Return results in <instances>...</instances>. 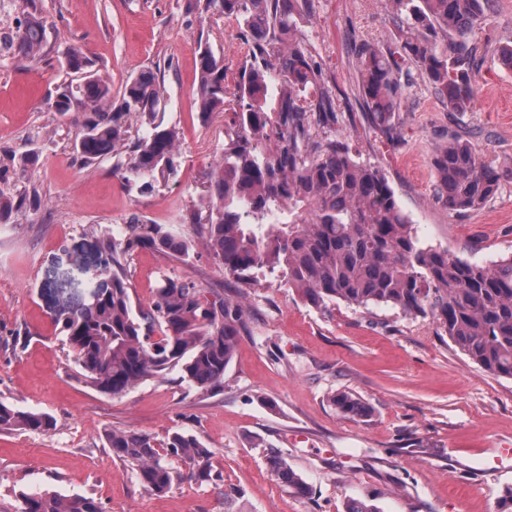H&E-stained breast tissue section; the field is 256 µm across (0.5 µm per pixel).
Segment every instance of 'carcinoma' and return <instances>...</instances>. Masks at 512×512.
Instances as JSON below:
<instances>
[{
    "label": "carcinoma",
    "mask_w": 512,
    "mask_h": 512,
    "mask_svg": "<svg viewBox=\"0 0 512 512\" xmlns=\"http://www.w3.org/2000/svg\"><path fill=\"white\" fill-rule=\"evenodd\" d=\"M13 38L27 61L48 55L46 20L26 0ZM397 44L354 45L362 105L370 129L391 138L392 119L415 68L442 96L451 114L466 112L480 79L488 44L479 26L493 0H387ZM311 0H204V10L234 17L248 46L246 64L228 92L224 59L198 41L196 106L203 119L225 115L224 155L205 173L207 194L183 218L198 227L202 243L235 288L210 301L196 281L165 277L147 308L133 309L122 259L136 248L168 249L186 256L190 244L160 224L130 222L125 243H108L112 264L95 277L85 308L59 321L85 381L118 396L173 370L203 393L224 382L245 327L243 299L266 273H277L305 301L325 309L343 302L368 310L388 307L409 317H430L441 335L486 372L512 379V257L489 264L423 243L398 205L385 174L353 153L336 134L347 102L325 87L321 65L301 45L298 20ZM77 85L57 89L52 107L86 119L74 141L85 164L124 153L127 130L112 110V87L77 47L65 52ZM163 98L158 71L142 70L123 87L120 112L134 113L150 134L134 144L128 161L112 172L142 181L145 189L175 174L180 133L156 121ZM439 188L452 211L479 209L504 172L472 141L451 134L432 156ZM26 203L0 188V220ZM345 415L366 406L352 394L331 396ZM52 417L0 401V432H47ZM112 457L136 473L155 495L183 478L178 460L200 482L219 479L212 451L195 435L174 432L161 442L132 431L103 436ZM269 466L298 496L308 484L278 453ZM16 512H103L91 497L64 498L53 490L22 491Z\"/></svg>",
    "instance_id": "carcinoma-1"
}]
</instances>
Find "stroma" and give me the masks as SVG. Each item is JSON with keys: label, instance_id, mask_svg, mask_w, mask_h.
I'll list each match as a JSON object with an SVG mask.
<instances>
[{"label": "stroma", "instance_id": "obj_1", "mask_svg": "<svg viewBox=\"0 0 512 512\" xmlns=\"http://www.w3.org/2000/svg\"><path fill=\"white\" fill-rule=\"evenodd\" d=\"M36 4L52 51L34 64L10 48L24 21L21 0H0V188L36 200L0 223V401L48 413L55 426L0 432V512H15L19 491L31 489L91 497L103 512H224L230 488L248 512H347L355 500L378 512H499L512 490V380L484 371L428 318L341 302L319 310L272 274L249 291L246 327L220 389L200 394L175 371L121 396L84 381L55 319L87 302L96 270L110 260L108 242L125 240L133 217L193 237L183 217L224 153L223 118L206 121L196 109V42L209 39L231 78L247 47L234 18L203 11L196 0ZM298 29L326 87L351 103L338 133L384 171L419 239L477 263L512 256V179L472 212L449 210L439 195L431 160L448 132V109L421 76L395 114V138L369 132L350 41L394 42L384 0H312ZM479 35L491 47L474 105L457 121L510 169L512 70L498 49L512 45V0H495ZM72 46L111 85L116 103L129 76L160 68L165 110L157 119L182 135L174 177L147 192L140 181L113 176L112 159L86 165L76 157L81 113L50 107L58 86L79 79L65 64ZM31 150L37 160L22 163ZM124 264L133 301L144 306L166 275L199 282L212 300L231 292L199 242L184 262L138 248ZM339 391L368 413L339 414L330 400ZM113 428L159 441L176 430L196 435L220 479L187 478L154 495L104 448ZM273 450L309 496L277 479L267 463Z\"/></svg>", "mask_w": 512, "mask_h": 512}]
</instances>
